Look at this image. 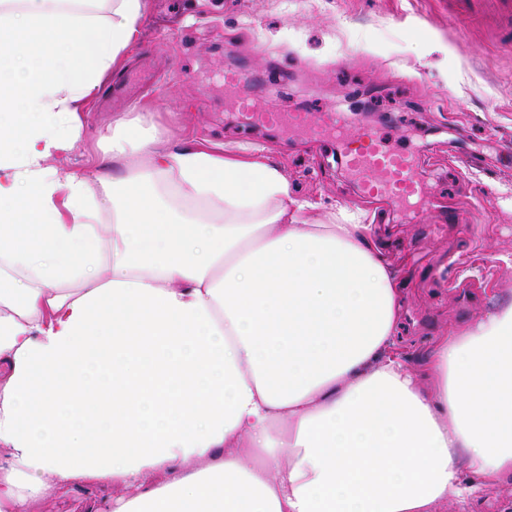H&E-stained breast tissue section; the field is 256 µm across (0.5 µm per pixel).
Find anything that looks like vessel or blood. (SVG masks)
Segmentation results:
<instances>
[{"label":"vessel or blood","mask_w":512,"mask_h":512,"mask_svg":"<svg viewBox=\"0 0 512 512\" xmlns=\"http://www.w3.org/2000/svg\"><path fill=\"white\" fill-rule=\"evenodd\" d=\"M224 83L236 89L237 104L246 123L267 127L288 124L307 130L319 140L334 135L342 146L347 168L359 177L366 194L413 205L420 180L410 153L387 147L374 130L352 131L348 117L338 112H327L315 118L307 112L256 108L247 90V79L241 73L225 72Z\"/></svg>","instance_id":"vessel-or-blood-1"}]
</instances>
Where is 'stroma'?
<instances>
[{
	"instance_id": "obj_1",
	"label": "stroma",
	"mask_w": 512,
	"mask_h": 512,
	"mask_svg": "<svg viewBox=\"0 0 512 512\" xmlns=\"http://www.w3.org/2000/svg\"><path fill=\"white\" fill-rule=\"evenodd\" d=\"M457 0H151L138 48L84 108L103 119L153 104L173 132L225 151L265 150L325 207L373 212L400 267L396 343L416 365L438 336L512 302V41L493 14L457 18ZM248 73L283 112L344 111L423 162L426 204L408 213L364 195L341 147L250 126L224 88Z\"/></svg>"
}]
</instances>
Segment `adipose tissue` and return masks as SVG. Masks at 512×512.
Listing matches in <instances>:
<instances>
[{
    "label": "adipose tissue",
    "mask_w": 512,
    "mask_h": 512,
    "mask_svg": "<svg viewBox=\"0 0 512 512\" xmlns=\"http://www.w3.org/2000/svg\"><path fill=\"white\" fill-rule=\"evenodd\" d=\"M149 0H0V512H476L512 482V303L395 345L365 212L151 107L58 164ZM62 164L71 170L81 171L89 175V170L93 166L91 151L87 145L79 143L73 152L62 160Z\"/></svg>",
    "instance_id": "ef3b65f1"
}]
</instances>
